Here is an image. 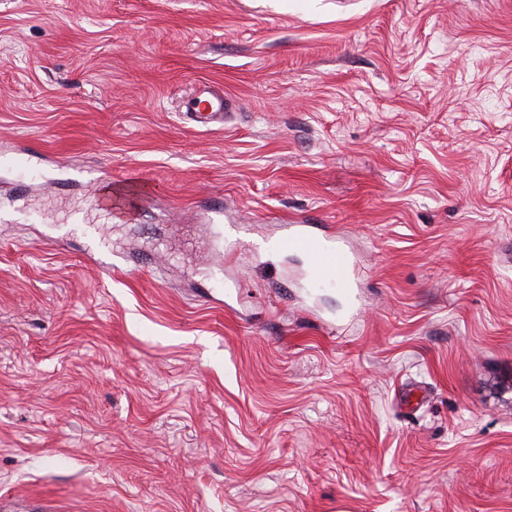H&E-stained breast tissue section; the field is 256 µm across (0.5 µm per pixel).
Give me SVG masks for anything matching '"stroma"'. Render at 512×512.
Instances as JSON below:
<instances>
[{"mask_svg": "<svg viewBox=\"0 0 512 512\" xmlns=\"http://www.w3.org/2000/svg\"><path fill=\"white\" fill-rule=\"evenodd\" d=\"M2 142L0 497L512 512V0H0ZM231 102L230 97L224 96L222 88L204 82L199 83L193 94L182 102V108L198 127L210 128L224 124ZM319 224H293L276 239L278 250L300 253L310 262L311 278L317 288H351L356 265L338 242Z\"/></svg>", "mask_w": 512, "mask_h": 512, "instance_id": "obj_1", "label": "stroma"}]
</instances>
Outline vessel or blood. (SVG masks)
<instances>
[{
  "instance_id": "1",
  "label": "vessel or blood",
  "mask_w": 512,
  "mask_h": 512,
  "mask_svg": "<svg viewBox=\"0 0 512 512\" xmlns=\"http://www.w3.org/2000/svg\"><path fill=\"white\" fill-rule=\"evenodd\" d=\"M231 104L223 89L208 83L198 84L182 106L198 127L223 124ZM278 250L306 256L311 278L318 288H348L356 278V265L338 242L318 224H293L276 239Z\"/></svg>"
}]
</instances>
